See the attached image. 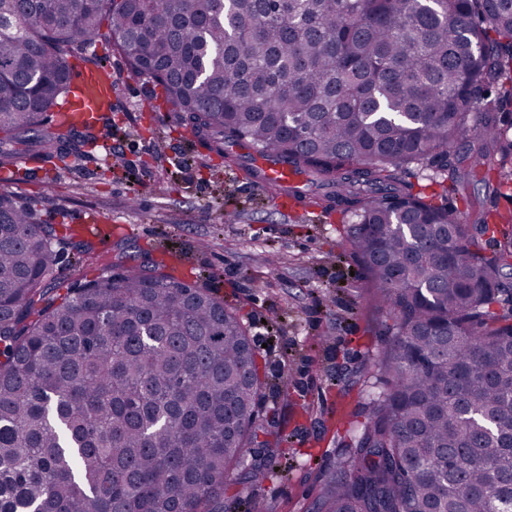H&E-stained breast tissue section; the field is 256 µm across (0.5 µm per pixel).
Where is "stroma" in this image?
I'll list each match as a JSON object with an SVG mask.
<instances>
[{
  "mask_svg": "<svg viewBox=\"0 0 512 512\" xmlns=\"http://www.w3.org/2000/svg\"><path fill=\"white\" fill-rule=\"evenodd\" d=\"M108 67L114 112L88 159L23 180L0 170V189L44 222L98 224L88 237L96 263H78L65 249L55 270L62 286L96 275L120 253L175 260L183 280L238 310L251 337L273 329L260 351L267 378L256 411L279 420L287 442L270 461L271 476L243 488L235 512H317L326 484L341 476L336 457L348 420L386 343L364 268L345 242L351 220L284 206L221 158L201 159V147L120 54Z\"/></svg>",
  "mask_w": 512,
  "mask_h": 512,
  "instance_id": "stroma-1",
  "label": "stroma"
}]
</instances>
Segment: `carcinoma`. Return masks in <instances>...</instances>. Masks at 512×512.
I'll return each mask as SVG.
<instances>
[{
    "label": "carcinoma",
    "mask_w": 512,
    "mask_h": 512,
    "mask_svg": "<svg viewBox=\"0 0 512 512\" xmlns=\"http://www.w3.org/2000/svg\"><path fill=\"white\" fill-rule=\"evenodd\" d=\"M104 28L84 64L117 51L208 154L276 156L305 176L285 195L355 218L390 340L319 512H512V211L447 202L491 170L512 192V0H0V167L87 155L105 116L53 111ZM60 245L0 191V512H224L283 441L242 318L162 263L58 288Z\"/></svg>",
    "instance_id": "carcinoma-1"
}]
</instances>
